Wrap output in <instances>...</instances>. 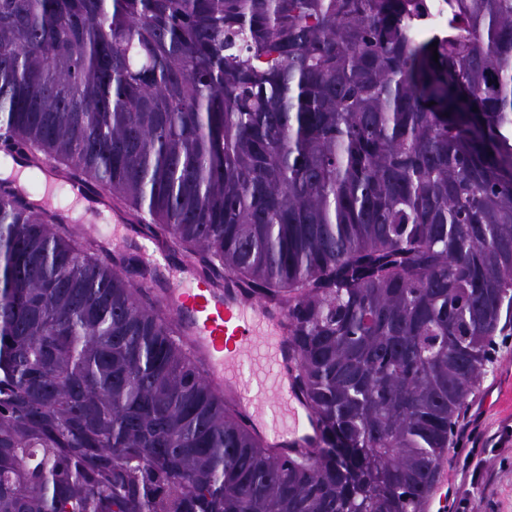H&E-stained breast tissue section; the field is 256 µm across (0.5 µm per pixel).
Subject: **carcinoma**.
Wrapping results in <instances>:
<instances>
[{
	"instance_id": "carcinoma-1",
	"label": "carcinoma",
	"mask_w": 512,
	"mask_h": 512,
	"mask_svg": "<svg viewBox=\"0 0 512 512\" xmlns=\"http://www.w3.org/2000/svg\"><path fill=\"white\" fill-rule=\"evenodd\" d=\"M0 0V137L288 308L284 458L126 259L0 185V512H420L512 335V0ZM438 60H433V53ZM420 8L412 17L411 34L416 39L448 38V1H418Z\"/></svg>"
}]
</instances>
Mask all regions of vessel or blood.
Listing matches in <instances>:
<instances>
[{"instance_id":"obj_1","label":"vessel or blood","mask_w":512,"mask_h":512,"mask_svg":"<svg viewBox=\"0 0 512 512\" xmlns=\"http://www.w3.org/2000/svg\"><path fill=\"white\" fill-rule=\"evenodd\" d=\"M161 303L205 381L268 444L293 457L314 451L319 424L295 383L299 358L289 343L287 310L244 297L230 280L220 288H173Z\"/></svg>"}]
</instances>
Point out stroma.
<instances>
[{
    "instance_id": "obj_1",
    "label": "stroma",
    "mask_w": 512,
    "mask_h": 512,
    "mask_svg": "<svg viewBox=\"0 0 512 512\" xmlns=\"http://www.w3.org/2000/svg\"><path fill=\"white\" fill-rule=\"evenodd\" d=\"M118 202L109 207L88 205L75 217L63 218L61 225L78 243H92L103 259L123 254L129 270L144 267L143 232L132 226L121 240L112 238V215L122 212ZM494 358L477 383L462 421L474 423L475 435H455L454 449L445 458L447 507L457 512L460 501H468L467 512H512V336L495 339Z\"/></svg>"
}]
</instances>
